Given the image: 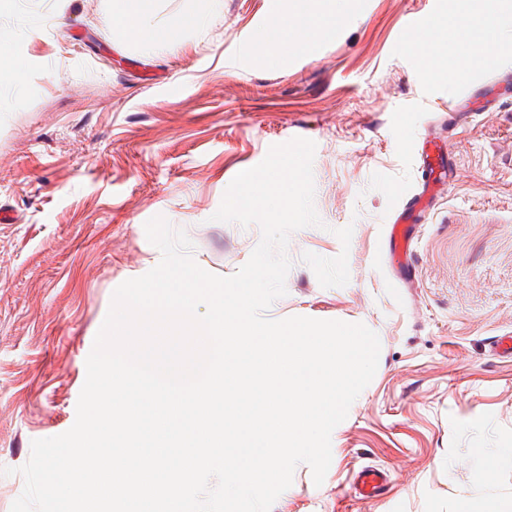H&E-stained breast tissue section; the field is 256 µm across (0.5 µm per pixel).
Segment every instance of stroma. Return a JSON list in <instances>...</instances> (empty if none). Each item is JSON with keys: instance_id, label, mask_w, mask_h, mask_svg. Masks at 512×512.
I'll list each match as a JSON object with an SVG mask.
<instances>
[{"instance_id": "1", "label": "stroma", "mask_w": 512, "mask_h": 512, "mask_svg": "<svg viewBox=\"0 0 512 512\" xmlns=\"http://www.w3.org/2000/svg\"><path fill=\"white\" fill-rule=\"evenodd\" d=\"M302 0H223L179 43L149 48L113 20L110 0H11L0 41V512L24 488L33 440L76 419L86 359L114 290L161 260L145 223L164 216L221 276L244 265L258 225L213 221L234 177L270 146L316 144L320 226L291 234L285 296L270 319L362 323L381 350L370 384L332 432L322 485L299 464L270 512H457L480 496L512 503V40L479 67L466 124L448 115L458 53L425 77L403 40L409 18L454 0H324L344 20L327 39L272 55L257 34ZM432 137L453 174L417 225L406 274L386 259L394 187L422 183ZM352 226L349 247L336 229ZM348 253L349 281L321 287L303 253ZM496 469L480 474L488 457ZM382 495L352 493L362 467Z\"/></svg>"}]
</instances>
